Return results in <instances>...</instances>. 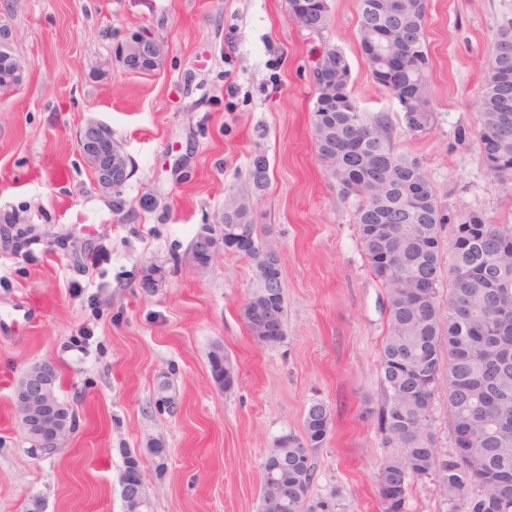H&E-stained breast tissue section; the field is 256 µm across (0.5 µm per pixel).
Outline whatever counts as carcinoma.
<instances>
[{
    "label": "carcinoma",
    "mask_w": 512,
    "mask_h": 512,
    "mask_svg": "<svg viewBox=\"0 0 512 512\" xmlns=\"http://www.w3.org/2000/svg\"><path fill=\"white\" fill-rule=\"evenodd\" d=\"M315 15L295 18L319 31L329 3L313 4ZM428 0H357L358 40L372 76L397 101L407 132L419 137L434 121L429 96L430 57L425 36ZM512 24L502 28L482 84L475 138L486 173L512 180ZM336 78L315 87L312 135L319 160L344 199L353 198L354 224L364 258L386 289L388 332L380 373L382 404L374 411L385 446L400 451L378 473L383 512H405L410 481L435 478L448 512H512V224H497L479 211L464 214L455 230L464 244L452 247L448 311L442 312L440 256L443 240L436 193L420 159L394 149L386 116L368 120L352 97L350 66L342 51ZM224 224L254 234L250 206L231 204ZM253 290L243 317L253 338L259 325ZM448 353L441 375L439 356ZM211 368L223 372L229 390L237 367L217 348ZM448 388V416L455 452L435 461L426 431L433 398ZM330 414L321 402L305 415L303 436L278 437L263 462L262 512H318L325 499H310L313 456L296 453L326 440ZM288 456V471L276 459Z\"/></svg>",
    "instance_id": "carcinoma-1"
}]
</instances>
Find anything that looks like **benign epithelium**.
Returning a JSON list of instances; mask_svg holds the SVG:
<instances>
[{
	"mask_svg": "<svg viewBox=\"0 0 512 512\" xmlns=\"http://www.w3.org/2000/svg\"><path fill=\"white\" fill-rule=\"evenodd\" d=\"M16 42V30L9 21L0 17V49L10 50ZM162 54L161 41L146 32L132 33L113 47L115 61L124 71L134 74L149 69L162 59ZM25 72L24 62L16 59L10 78L0 84V99L15 93L22 86ZM77 142L84 160L93 172L95 189L112 196L121 191L131 176V162L123 151L112 144L107 126L99 122L87 123L79 130ZM228 240L227 236L217 239L205 230L198 233L191 247L194 265L199 268L206 266L220 248L245 256L252 251L253 241L245 234H238L231 245ZM53 373V363H39L37 369L28 374L14 391L24 436H35L42 440L39 446L33 448L37 456L59 447L71 431L66 418L47 413L51 406L50 385Z\"/></svg>",
	"mask_w": 512,
	"mask_h": 512,
	"instance_id": "obj_1",
	"label": "benign epithelium"
}]
</instances>
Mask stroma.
I'll return each instance as SVG.
<instances>
[{
  "label": "stroma",
  "mask_w": 512,
  "mask_h": 512,
  "mask_svg": "<svg viewBox=\"0 0 512 512\" xmlns=\"http://www.w3.org/2000/svg\"><path fill=\"white\" fill-rule=\"evenodd\" d=\"M26 63L23 85L0 99V512H124V451L143 461L153 512H260L262 466L286 433L301 434L311 403L330 428L312 498L337 512H382L377 473L390 451L367 408L382 396L386 290L358 244L354 202L342 199L312 139L314 62L345 55L365 117L386 114L396 151L418 157L452 226L481 211L512 223V186L486 173L475 140L484 69L512 0H428L429 133L411 136L359 47L356 0H330L313 33L288 0H0ZM163 44L152 75L105 67L135 31ZM105 124L132 176L116 210L93 187L76 141ZM269 184L254 190L257 155ZM249 199L259 241L281 257L285 337L263 347L243 306L258 281L252 261L217 252L203 269L190 245L234 199ZM160 277L147 293L144 279ZM223 346L236 364L231 390L209 363ZM49 360L76 425L58 450L28 453L14 401L19 379ZM168 393L173 413L155 402ZM427 428L437 457L454 451L448 393ZM166 450L156 469L151 450Z\"/></svg>",
  "instance_id": "35a3bbf8"
}]
</instances>
